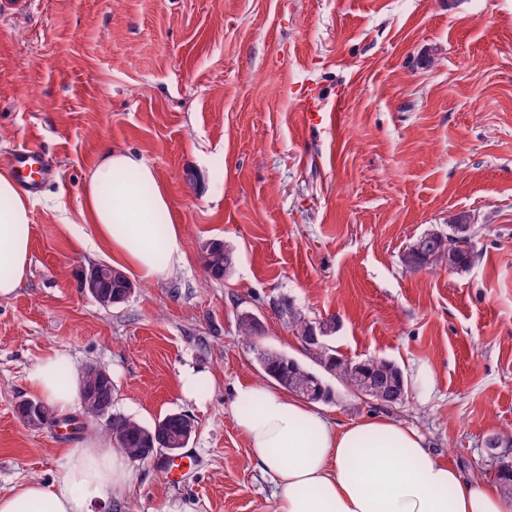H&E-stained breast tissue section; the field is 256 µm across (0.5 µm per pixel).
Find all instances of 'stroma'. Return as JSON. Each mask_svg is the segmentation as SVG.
<instances>
[{
	"label": "stroma",
	"instance_id": "35a3bbf8",
	"mask_svg": "<svg viewBox=\"0 0 512 512\" xmlns=\"http://www.w3.org/2000/svg\"><path fill=\"white\" fill-rule=\"evenodd\" d=\"M301 104L338 110L335 131L301 128ZM106 142L154 168L183 252L109 307L78 286L121 264L80 212ZM21 147L53 171L33 195L30 266L0 298V488L54 481L63 449L105 438L78 408L38 430L20 420L29 371L56 352L110 373L115 413L194 420L184 478L133 463L100 512H277L234 418L236 387L263 379L238 318L317 370L288 305L336 318L344 356L404 375L391 406L333 383L334 420L389 416L484 479L512 462V0H33L0 15V169ZM461 211L467 270L405 264ZM211 239L233 251L221 278L204 268Z\"/></svg>",
	"mask_w": 512,
	"mask_h": 512
}]
</instances>
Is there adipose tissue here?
<instances>
[{"label":"adipose tissue","instance_id":"adipose-tissue-1","mask_svg":"<svg viewBox=\"0 0 512 512\" xmlns=\"http://www.w3.org/2000/svg\"><path fill=\"white\" fill-rule=\"evenodd\" d=\"M30 198L0 172V297L14 293L31 262ZM155 170L130 150L103 144L82 188V215L143 279L183 260L181 231ZM41 358L32 389L56 411L79 399L80 382ZM235 420L277 497V512H512L494 481L464 476L432 457L419 432L374 415L343 425L318 407L262 382L235 391ZM61 477L0 491V512H94L132 481L128 457L90 441L65 449Z\"/></svg>","mask_w":512,"mask_h":512}]
</instances>
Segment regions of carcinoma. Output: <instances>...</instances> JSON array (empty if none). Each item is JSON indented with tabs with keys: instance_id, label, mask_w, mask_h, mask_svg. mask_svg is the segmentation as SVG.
Instances as JSON below:
<instances>
[{
	"instance_id": "obj_1",
	"label": "carcinoma",
	"mask_w": 512,
	"mask_h": 512,
	"mask_svg": "<svg viewBox=\"0 0 512 512\" xmlns=\"http://www.w3.org/2000/svg\"><path fill=\"white\" fill-rule=\"evenodd\" d=\"M473 250L458 252L454 258H448V252L442 249V241L439 237L428 234L417 240V248L414 257L407 261L413 266H430L448 268L454 270L467 269L472 260ZM206 270L214 277L220 278L232 265V252L225 244L203 254ZM325 325L330 331L323 335V349L315 356L318 365L338 382L355 393H363V380L351 368V360L342 357L330 344V338L336 333V319L325 320ZM239 332L249 343L250 349L263 374L287 390L308 399L318 395L323 399L330 396L329 385L296 359L260 346L257 343L259 330L257 320L250 313H243L238 319ZM85 380L95 386L96 399L89 398L81 401V408L86 418L98 420V402L112 399V381L95 375L88 371ZM112 429H104V432H112L121 442V451L127 456L137 459L147 449L155 448L159 441L166 443H178L186 437L191 429L188 415L173 412L155 421L151 425H142L121 414H112Z\"/></svg>"
}]
</instances>
